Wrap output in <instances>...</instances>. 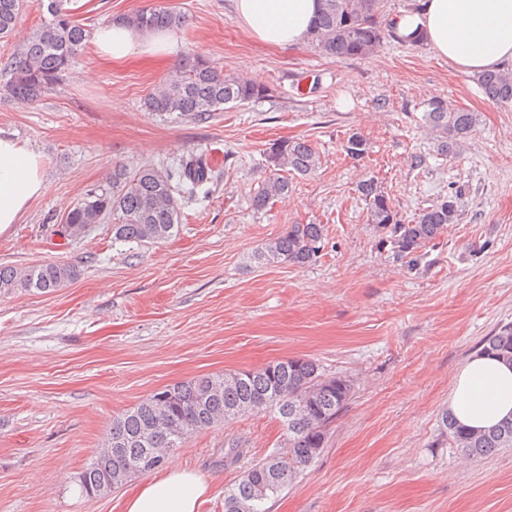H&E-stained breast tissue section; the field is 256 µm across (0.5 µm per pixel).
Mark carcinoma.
I'll return each instance as SVG.
<instances>
[{
	"label": "carcinoma",
	"mask_w": 512,
	"mask_h": 512,
	"mask_svg": "<svg viewBox=\"0 0 512 512\" xmlns=\"http://www.w3.org/2000/svg\"><path fill=\"white\" fill-rule=\"evenodd\" d=\"M70 0H47L51 20L19 48L10 63L11 76L0 87L22 103L36 100L65 80L73 60L91 37V31L72 20ZM25 0H0V38L12 35ZM386 0H322L321 9L306 42L312 51L336 60L371 53L380 42ZM120 21L145 30H179L186 16L169 9L143 8ZM477 82L489 98L512 103V71H487ZM270 96L261 82L227 76L213 62L186 57L145 99L150 112H178L201 118L229 104L252 102ZM423 124L443 154L457 153L472 136L476 115L451 108L441 99L428 102ZM367 140L354 133L345 144L347 155L360 160L368 154ZM266 161L270 176L254 194L252 204L264 210L288 193L289 177L309 176L319 157L302 138L271 144ZM212 171L198 156L181 160L174 170L141 167L133 173L123 166L112 170L107 186L89 190L70 209L62 229L69 237L83 234L89 225L112 219V241L159 243L170 239L180 223L177 195L183 186L193 190L207 185ZM365 202L368 223L380 233V243L390 244L400 257L419 253L436 240L449 224L459 220L454 197L443 198L423 209L412 224L397 218L389 198L372 177L356 185ZM324 240L321 224H291L281 236L255 252L266 265L305 266L315 261ZM77 276L73 267L38 264L23 270L0 266V296L16 293L49 294ZM480 352L512 364V323L499 326L485 338ZM352 383L324 375L314 361L287 358L262 367L207 374L178 381L153 392L136 406L112 419L103 448L86 463L78 486L88 497L104 495L133 477L151 472L142 465L160 451L178 448L190 435L227 424L243 416L270 411L281 420L287 434V451L264 458L248 468L234 485L224 490V512H267L266 503L291 483L299 469L311 464L324 448L327 430L347 408ZM442 432L470 459L499 448H512V419L484 432L457 424L447 412L441 416Z\"/></svg>",
	"instance_id": "carcinoma-1"
}]
</instances>
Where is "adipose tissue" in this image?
<instances>
[{
  "instance_id": "1",
  "label": "adipose tissue",
  "mask_w": 512,
  "mask_h": 512,
  "mask_svg": "<svg viewBox=\"0 0 512 512\" xmlns=\"http://www.w3.org/2000/svg\"><path fill=\"white\" fill-rule=\"evenodd\" d=\"M234 13L257 40L289 46L303 42L320 0H233ZM399 35L423 34L439 56L457 69L478 74L512 60V0H420L397 19ZM98 55L121 60L133 54L163 57L175 42L169 32H145L112 24L93 35ZM45 161L38 151L0 132V236L20 223L46 191ZM448 410L464 427L489 429L512 417V367L476 353L455 375ZM207 485L195 472L169 462L161 477L146 479L127 498L125 512H198Z\"/></svg>"
}]
</instances>
